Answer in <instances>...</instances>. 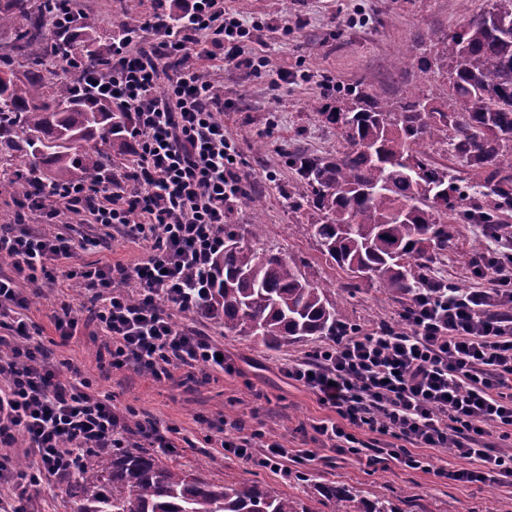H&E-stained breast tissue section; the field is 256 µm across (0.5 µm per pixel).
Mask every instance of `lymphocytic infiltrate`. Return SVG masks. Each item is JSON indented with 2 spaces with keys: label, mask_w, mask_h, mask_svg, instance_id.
Returning <instances> with one entry per match:
<instances>
[{
  "label": "lymphocytic infiltrate",
  "mask_w": 512,
  "mask_h": 512,
  "mask_svg": "<svg viewBox=\"0 0 512 512\" xmlns=\"http://www.w3.org/2000/svg\"><path fill=\"white\" fill-rule=\"evenodd\" d=\"M112 40L109 70L83 68L78 96L108 99L134 116L135 147L119 173L57 191L59 206L25 198L16 223L0 225V512H31L29 489L76 471L90 452L125 447V419L109 398L73 373L61 382L47 350L29 331L20 281L51 278V262L96 248L95 228L147 243L137 263L71 267L63 280L90 293L93 318L112 344L114 367L165 376L170 365L229 372L223 346L186 325L211 292L224 226L250 195L237 142L224 132V93L200 78L192 57L251 74L264 57L246 51L247 30L224 0H170ZM37 220L38 229L27 226ZM478 287L419 293L399 332L380 326L331 337L291 359L288 379L316 394L331 418L313 427L322 445L358 453V430L394 439L388 459L420 469L421 448H450L468 468L453 481L512 479V452L489 443L491 429L512 439V250L476 260ZM23 434L30 465L16 468L6 448ZM224 450L276 466L288 450L260 432L225 434Z\"/></svg>",
  "instance_id": "obj_1"
}]
</instances>
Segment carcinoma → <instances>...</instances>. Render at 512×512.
I'll list each match as a JSON object with an SVG mask.
<instances>
[{
    "instance_id": "carcinoma-1",
    "label": "carcinoma",
    "mask_w": 512,
    "mask_h": 512,
    "mask_svg": "<svg viewBox=\"0 0 512 512\" xmlns=\"http://www.w3.org/2000/svg\"><path fill=\"white\" fill-rule=\"evenodd\" d=\"M59 8L57 0H6L0 7V28L12 29L14 49L26 60L20 74L7 62L0 69V163L13 168L0 173V196L22 180L52 203L56 188L98 182L112 173V145L130 130L131 113L70 93L80 64L106 57L110 46L96 39L90 17L74 32L46 36V22ZM51 55L67 66L47 71ZM418 66L423 73L445 70V90L389 102L363 80L341 95L336 110L320 112L347 149L288 155L307 192L306 202L294 198L288 209L297 213L309 204L308 232L322 253L407 300L442 284L431 269L467 225L494 238L501 215L512 210V0H493L479 18L440 38ZM439 151L474 170L477 181L433 161ZM205 314L267 346L334 336L349 326L328 288L280 253L255 250L239 224L224 225ZM200 466L170 465L132 434L128 447L88 456L64 493L74 512H315L256 483L209 481ZM325 497L334 512H401L389 498L364 506L334 485L325 487Z\"/></svg>"
}]
</instances>
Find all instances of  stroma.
<instances>
[{
	"label": "stroma",
	"mask_w": 512,
	"mask_h": 512,
	"mask_svg": "<svg viewBox=\"0 0 512 512\" xmlns=\"http://www.w3.org/2000/svg\"><path fill=\"white\" fill-rule=\"evenodd\" d=\"M490 0H224L227 13L250 29L249 47L266 56L268 64L242 77L232 69L212 67L214 80L224 87V126L242 150V172L256 183L259 208L242 203L232 215L236 224L259 223L251 242L258 251L281 252L313 281L330 285L344 300V313L353 325L369 329L396 326L401 299L381 293L375 281L354 278L323 255L305 225L286 205V194L301 187L286 163L297 149L325 155L342 149L335 129L324 124L318 107L336 103L339 89L368 80L388 100L414 88L441 92L445 73L431 68L423 73L409 67L396 74L394 60L419 41L434 42L460 22L484 13ZM82 9L98 21L100 38H108L122 16L145 17L151 0H80ZM479 228L467 227L448 250L434 276L461 288H472L474 244ZM146 246L123 238L105 240L101 249L75 257L78 265L97 262L135 263ZM28 298L30 328L38 329L42 344L52 352L61 380L80 372L94 391L112 399L115 411L142 424L155 423L179 431L182 441L171 462H205L204 475L220 482H260L279 492L317 506L322 484L336 483L359 490L373 499L384 493L398 499L403 512H512V483H466L439 477V470L462 469L466 460L444 448H424L420 454L428 469H409L390 461L367 465L363 455L338 454L317 441L313 424L330 412L312 392L283 374L281 365L303 358L316 341H294L276 349L224 331L207 320L196 326L223 345L235 370L207 373L202 369L170 366L163 378L111 365L109 343L96 327L80 321L72 336L60 337L53 314L62 303L78 306L80 293L50 288L47 283H23ZM236 425L238 434L255 431L286 446L289 454L313 451L305 462L311 481L285 479V469L264 466L224 451L219 423Z\"/></svg>",
	"instance_id": "stroma-1"
}]
</instances>
